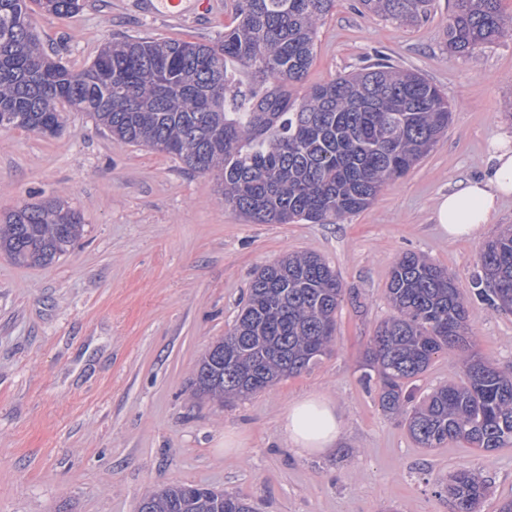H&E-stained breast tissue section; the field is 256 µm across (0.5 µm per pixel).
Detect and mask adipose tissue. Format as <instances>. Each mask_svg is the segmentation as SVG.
Returning <instances> with one entry per match:
<instances>
[{
    "label": "adipose tissue",
    "instance_id": "ef3b65f1",
    "mask_svg": "<svg viewBox=\"0 0 512 512\" xmlns=\"http://www.w3.org/2000/svg\"><path fill=\"white\" fill-rule=\"evenodd\" d=\"M490 164L484 177L458 182L448 195L438 199L435 219L449 238L473 237L489 223L501 199L512 196V143L505 139L494 143ZM281 428L301 454L334 447L341 432L334 406L315 396L291 402Z\"/></svg>",
    "mask_w": 512,
    "mask_h": 512
}]
</instances>
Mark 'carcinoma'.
Instances as JSON below:
<instances>
[{"instance_id":"1","label":"carcinoma","mask_w":512,"mask_h":512,"mask_svg":"<svg viewBox=\"0 0 512 512\" xmlns=\"http://www.w3.org/2000/svg\"><path fill=\"white\" fill-rule=\"evenodd\" d=\"M403 25L428 18L432 0H359ZM501 0H455L448 48L458 54L512 34ZM58 17L84 0H0V128L53 136L62 111L84 112L116 140L167 154L188 171L217 173L224 206L251 224H327L367 209L448 130L441 90L379 59L329 82L304 85L318 27L335 0H236L215 43L126 37L107 42L80 70L50 59L30 4ZM250 74L247 85L229 65ZM301 84V96L291 87ZM80 211L52 198L0 215V253L46 266L82 236ZM474 295L512 312V228L479 255ZM395 315L377 326L363 377L378 403L403 416L422 448L463 442L493 452L512 446V374L485 360L472 339L468 303L447 269L414 253L392 269ZM345 289L314 253L262 267L224 337L200 358L194 394L224 403L297 376L330 351ZM460 360L464 379L414 401L408 385L435 356ZM445 492L453 512H480L488 484L458 469ZM138 512H255L247 499L201 484L145 494Z\"/></svg>"}]
</instances>
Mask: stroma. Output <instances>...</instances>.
I'll list each match as a JSON object with an SVG mask.
<instances>
[{"mask_svg":"<svg viewBox=\"0 0 512 512\" xmlns=\"http://www.w3.org/2000/svg\"><path fill=\"white\" fill-rule=\"evenodd\" d=\"M186 10L149 15L142 0H86L69 18L32 17L47 55L78 70L112 38L218 41L234 6L187 0ZM453 10L454 0H433L428 19L406 27L337 0L322 21L308 83L386 58L453 106L426 157L332 224L247 223L225 208L213 175L121 143L82 112L67 113L55 137L0 129V211L58 197L85 224L50 265L0 254V512H137L145 493L181 482L238 494L258 512H452L437 484L460 468L487 480L482 512L512 500V447H419L360 380L369 339L392 314L390 271L407 252L448 268L478 349L512 372V313L472 289L485 243L512 225V198L471 239L442 235L434 219L438 197L482 177L491 143L512 136V36L449 52ZM288 251L320 255L343 282L332 353L221 408L195 398L198 360L232 326L255 272ZM461 378L442 354L411 388L419 399ZM312 393L335 405L341 435L335 448L302 455L281 419Z\"/></svg>","mask_w":512,"mask_h":512,"instance_id":"obj_1","label":"stroma"}]
</instances>
